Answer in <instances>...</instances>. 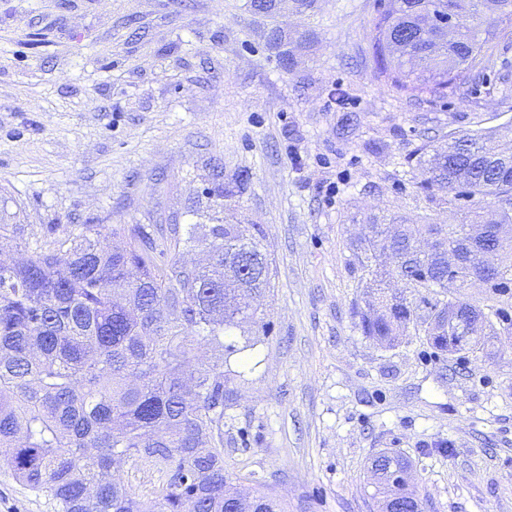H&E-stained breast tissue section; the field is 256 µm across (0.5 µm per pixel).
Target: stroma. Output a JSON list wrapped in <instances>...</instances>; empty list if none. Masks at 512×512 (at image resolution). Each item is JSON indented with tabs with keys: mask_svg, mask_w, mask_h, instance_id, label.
Segmentation results:
<instances>
[{
	"mask_svg": "<svg viewBox=\"0 0 512 512\" xmlns=\"http://www.w3.org/2000/svg\"><path fill=\"white\" fill-rule=\"evenodd\" d=\"M375 0L274 17L248 0H0V253L29 256L83 225L204 223L213 165L249 177L225 216L272 260L270 326L235 380L224 469L288 512H377L369 462L412 464L425 512H512V344L443 358L385 349L353 311L352 245L372 216L457 224L411 157L477 131L512 137V36L475 77L418 101L377 80ZM289 36V62L266 43ZM0 512H56L0 466Z\"/></svg>",
	"mask_w": 512,
	"mask_h": 512,
	"instance_id": "stroma-1",
	"label": "stroma"
}]
</instances>
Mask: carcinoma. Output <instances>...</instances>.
<instances>
[{
	"mask_svg": "<svg viewBox=\"0 0 512 512\" xmlns=\"http://www.w3.org/2000/svg\"><path fill=\"white\" fill-rule=\"evenodd\" d=\"M460 16L452 42L443 39L448 13ZM487 13L495 37L512 22V0H376L369 32L375 74L414 97L443 98L473 78L484 56L467 19ZM485 134H466L454 150L425 144L421 188L454 195L484 224L483 247L512 248V145L484 147ZM233 185L208 192L213 223L200 239L175 224L160 263L153 239L133 227L125 245L112 246L96 224L57 247L22 259L0 258V464L19 482L50 496L57 512H286L280 499L253 487L244 497L224 470V411L236 404L231 384L244 376L261 337V302L272 268L260 241L240 224H226L222 200ZM468 222L416 224L373 216L357 242L364 306L362 335L382 348L416 336L440 356L487 351L503 341L495 321L508 305H476L463 295L476 267L448 273V251H459ZM432 238L429 258L418 243ZM201 245L206 262L188 266L183 250ZM393 262L383 265L380 256ZM489 285L491 299L512 292V264ZM397 279L405 295L389 291ZM484 317L468 334L450 324ZM242 331L240 338L224 337ZM132 461L166 475L152 499L132 493L120 477ZM408 461L395 452L373 457L380 506L424 512L426 503L406 478Z\"/></svg>",
	"mask_w": 512,
	"mask_h": 512,
	"instance_id": "obj_1",
	"label": "carcinoma"
}]
</instances>
